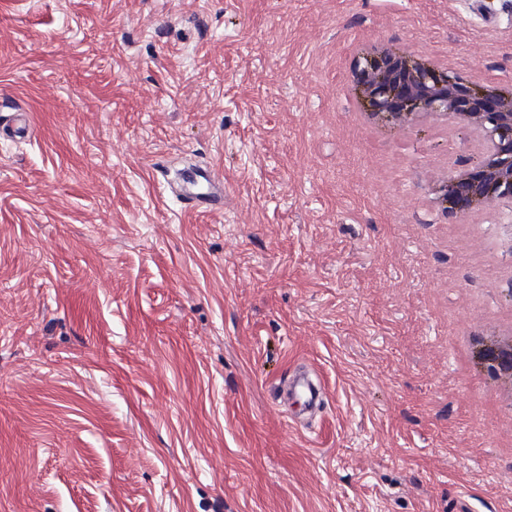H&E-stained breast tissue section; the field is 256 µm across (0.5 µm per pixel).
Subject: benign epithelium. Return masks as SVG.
<instances>
[{
  "label": "benign epithelium",
  "instance_id": "1",
  "mask_svg": "<svg viewBox=\"0 0 512 512\" xmlns=\"http://www.w3.org/2000/svg\"><path fill=\"white\" fill-rule=\"evenodd\" d=\"M356 86L360 97L379 112H413L417 108L410 85L430 80L433 75L417 59L400 54L369 57L357 63ZM449 112L465 110L473 125L501 145L497 158L475 165L473 182L450 187L447 212L462 213L470 207L493 206L497 199L512 196V124L503 125L499 114L512 116V97L484 99L470 88L454 89L433 103Z\"/></svg>",
  "mask_w": 512,
  "mask_h": 512
}]
</instances>
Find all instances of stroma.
<instances>
[{"mask_svg":"<svg viewBox=\"0 0 512 512\" xmlns=\"http://www.w3.org/2000/svg\"><path fill=\"white\" fill-rule=\"evenodd\" d=\"M0 0V512H506L512 416L457 346L512 210H428L464 131L366 127L356 44L512 85V0ZM222 173L217 212L168 175ZM313 369L324 405L275 391Z\"/></svg>","mask_w":512,"mask_h":512,"instance_id":"obj_1","label":"stroma"}]
</instances>
